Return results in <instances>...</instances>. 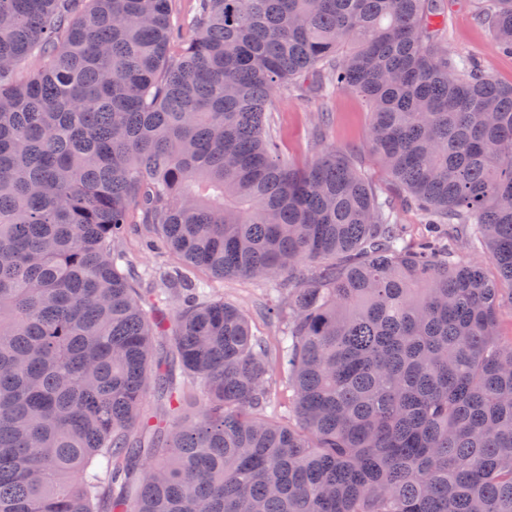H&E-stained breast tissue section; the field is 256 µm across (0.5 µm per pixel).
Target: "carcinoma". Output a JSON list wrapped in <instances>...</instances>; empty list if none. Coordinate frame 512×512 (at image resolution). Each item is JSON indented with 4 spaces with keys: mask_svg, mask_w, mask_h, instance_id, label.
Masks as SVG:
<instances>
[{
    "mask_svg": "<svg viewBox=\"0 0 512 512\" xmlns=\"http://www.w3.org/2000/svg\"><path fill=\"white\" fill-rule=\"evenodd\" d=\"M447 15L199 0L175 47L174 0H0V512H512V287L448 244L512 284V85L448 53ZM478 18L512 52V0ZM306 80L367 100L429 240L344 157L282 153L269 103ZM138 213L179 262L271 283L278 347L167 267L136 288Z\"/></svg>",
    "mask_w": 512,
    "mask_h": 512,
    "instance_id": "cac0c4a2",
    "label": "carcinoma"
}]
</instances>
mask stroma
Here are the masks:
<instances>
[{
  "instance_id": "35a3bbf8",
  "label": "stroma",
  "mask_w": 512,
  "mask_h": 512,
  "mask_svg": "<svg viewBox=\"0 0 512 512\" xmlns=\"http://www.w3.org/2000/svg\"><path fill=\"white\" fill-rule=\"evenodd\" d=\"M477 0H448V23L443 45L449 52L475 61L489 76L503 84H512V55L501 52L492 31L476 19ZM326 112L324 125H316L319 112ZM271 126L280 140L282 152L296 165L311 162L323 151H337L360 170L376 192L390 199L398 223L404 224L409 237L422 231V217L399 193L379 157L370 146V113L358 94L329 90L318 97L306 91L295 95L275 94L270 105ZM144 225H128L119 242L125 252L131 275L138 287L159 288L155 275L159 266L169 264L163 249L147 244ZM215 296L242 309L255 335L274 341L281 326L271 312L272 301L264 288L246 278L211 279Z\"/></svg>"
}]
</instances>
